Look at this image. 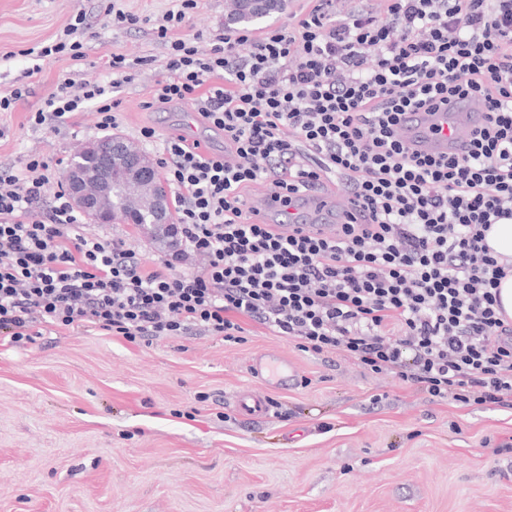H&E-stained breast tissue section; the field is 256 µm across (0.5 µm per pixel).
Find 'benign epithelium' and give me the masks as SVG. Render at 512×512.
I'll return each instance as SVG.
<instances>
[{"label":"benign epithelium","mask_w":512,"mask_h":512,"mask_svg":"<svg viewBox=\"0 0 512 512\" xmlns=\"http://www.w3.org/2000/svg\"><path fill=\"white\" fill-rule=\"evenodd\" d=\"M122 181L134 185L137 194L129 206L130 217L149 214L146 228L154 233L161 226L170 247L177 238L167 222V200L156 191L159 171L155 163L121 136L109 135L84 145L79 160L65 169L63 182L73 207L93 224H109L112 219V185Z\"/></svg>","instance_id":"7a95c632"}]
</instances>
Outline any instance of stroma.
<instances>
[{"label":"stroma","instance_id":"1","mask_svg":"<svg viewBox=\"0 0 512 512\" xmlns=\"http://www.w3.org/2000/svg\"><path fill=\"white\" fill-rule=\"evenodd\" d=\"M108 0H0V92L30 88L0 112V164L28 155L68 159L101 137L92 108L61 131L31 126L57 83L103 78L106 54L150 58L117 85L118 132L174 129L224 145L198 126L187 105L149 110L166 48L152 24L176 0H121L143 17L113 27ZM89 32L83 65L38 60L77 13ZM225 0H199L187 28L226 27ZM149 157L157 147L139 142ZM123 237L143 261L161 258L148 231L92 224ZM263 352L293 362L300 383L265 385L250 367ZM255 393L272 411L242 415L238 394ZM380 396L371 404V396ZM512 436V409L429 402L391 375L369 373L340 355L318 356L248 325L242 341L182 336L135 345L99 331L44 330L33 342L0 346V512H512V449L488 456L486 439Z\"/></svg>","mask_w":512,"mask_h":512}]
</instances>
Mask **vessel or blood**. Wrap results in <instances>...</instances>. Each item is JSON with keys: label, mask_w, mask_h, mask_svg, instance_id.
<instances>
[{"label": "vessel or blood", "mask_w": 512, "mask_h": 512, "mask_svg": "<svg viewBox=\"0 0 512 512\" xmlns=\"http://www.w3.org/2000/svg\"><path fill=\"white\" fill-rule=\"evenodd\" d=\"M487 114L479 99L459 101L450 110L431 111L424 108L405 112L400 118L399 135L410 152L443 157L463 155L470 148V136L486 122ZM253 221H277L291 230L331 236L338 224L348 220L365 223L362 211L350 197L339 190H311L298 194L291 205H283L275 189H266L248 202ZM253 371L276 382H286L296 375L283 361L263 354L252 363Z\"/></svg>", "instance_id": "obj_1"}]
</instances>
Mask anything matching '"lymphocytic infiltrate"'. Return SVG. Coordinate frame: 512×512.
I'll return each instance as SVG.
<instances>
[{
    "label": "lymphocytic infiltrate",
    "mask_w": 512,
    "mask_h": 512,
    "mask_svg": "<svg viewBox=\"0 0 512 512\" xmlns=\"http://www.w3.org/2000/svg\"><path fill=\"white\" fill-rule=\"evenodd\" d=\"M304 0L288 25L253 37L210 33L201 52L179 0L156 29L166 76L147 108L189 104L223 149L158 135L180 245L148 264L125 239L90 234L59 167L28 156L0 168V336L21 345L48 327L128 342L201 331L225 341L244 324L304 352L345 355L463 408H512V320L499 301L512 260L491 226L512 219V0ZM140 63L120 53L105 79L58 83L29 122L51 130L90 104L117 126V84ZM469 96L488 122L467 155L420 157L403 145L407 110ZM335 182L371 216L335 237L301 236L247 216L252 185L284 202ZM200 265L177 271L186 256Z\"/></svg>",
    "instance_id": "obj_1"
}]
</instances>
